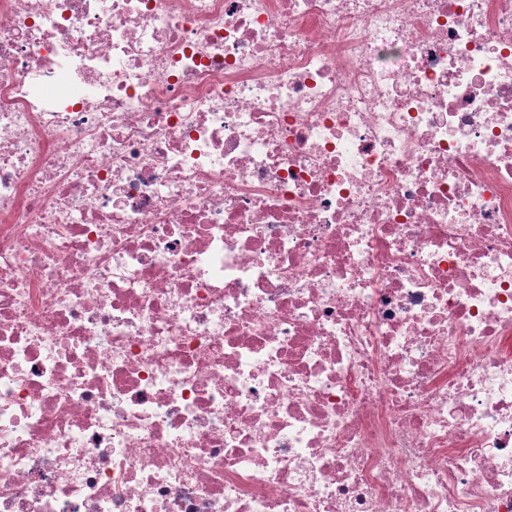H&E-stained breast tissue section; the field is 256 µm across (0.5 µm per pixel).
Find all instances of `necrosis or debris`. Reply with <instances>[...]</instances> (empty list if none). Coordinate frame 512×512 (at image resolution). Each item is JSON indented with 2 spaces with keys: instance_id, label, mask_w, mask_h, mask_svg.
Returning <instances> with one entry per match:
<instances>
[{
  "instance_id": "necrosis-or-debris-1",
  "label": "necrosis or debris",
  "mask_w": 512,
  "mask_h": 512,
  "mask_svg": "<svg viewBox=\"0 0 512 512\" xmlns=\"http://www.w3.org/2000/svg\"><path fill=\"white\" fill-rule=\"evenodd\" d=\"M0 512H512V0H0Z\"/></svg>"
}]
</instances>
